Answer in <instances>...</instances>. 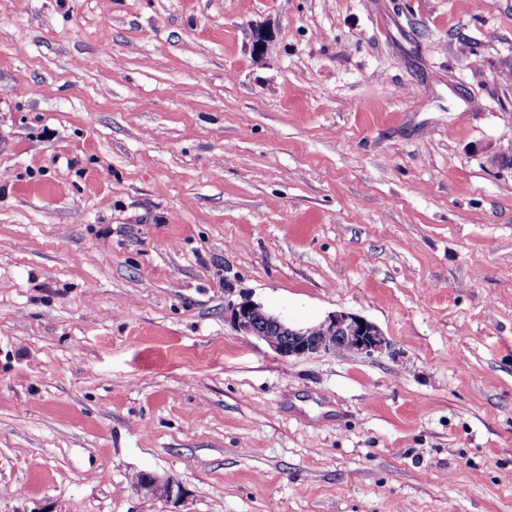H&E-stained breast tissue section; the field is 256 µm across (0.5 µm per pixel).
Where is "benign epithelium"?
<instances>
[{"label":"benign epithelium","mask_w":512,"mask_h":512,"mask_svg":"<svg viewBox=\"0 0 512 512\" xmlns=\"http://www.w3.org/2000/svg\"><path fill=\"white\" fill-rule=\"evenodd\" d=\"M225 315L237 331L264 341L283 359L336 349L372 356L387 348L385 338L374 324L351 314H333L314 329H293L265 312L260 304L245 298L229 304ZM163 488L167 490L165 500L174 504L180 503L185 495L181 485L172 479H162L148 471L139 473V493L154 497Z\"/></svg>","instance_id":"obj_1"}]
</instances>
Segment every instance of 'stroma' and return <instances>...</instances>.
Listing matches in <instances>:
<instances>
[{
    "label": "stroma",
    "mask_w": 512,
    "mask_h": 512,
    "mask_svg": "<svg viewBox=\"0 0 512 512\" xmlns=\"http://www.w3.org/2000/svg\"><path fill=\"white\" fill-rule=\"evenodd\" d=\"M511 158L512 0H0V512H512ZM224 313L237 331L264 341L282 359L336 349L372 356L387 348L385 338L374 324L351 314L336 313L317 328L303 330L290 328L248 298L229 304ZM269 330H275L277 336L268 334ZM139 481L136 486L139 493L146 497H157L160 489L166 488L167 494L164 498L167 502L179 504L185 495L181 485L173 479H161L152 472L142 471L139 474Z\"/></svg>",
    "instance_id": "35a3bbf8"
}]
</instances>
